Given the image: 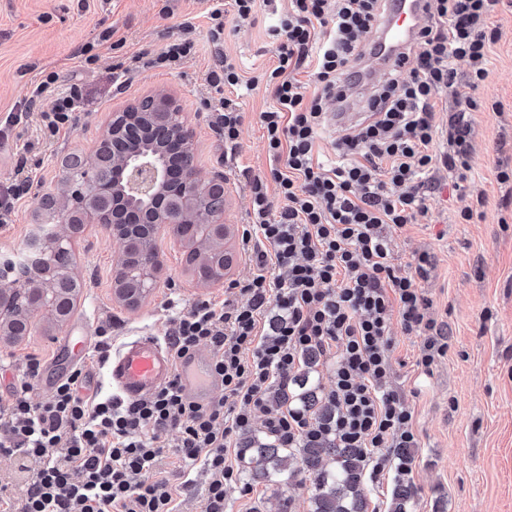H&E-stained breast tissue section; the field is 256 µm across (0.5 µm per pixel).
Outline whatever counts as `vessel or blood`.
<instances>
[{"label":"vessel or blood","instance_id":"b4317fda","mask_svg":"<svg viewBox=\"0 0 512 512\" xmlns=\"http://www.w3.org/2000/svg\"><path fill=\"white\" fill-rule=\"evenodd\" d=\"M428 17L427 0H387L370 63L363 68V84L388 77L399 63L400 52L415 39ZM109 378L113 389L128 400L148 396L174 379L186 397L204 403L221 386L208 351L201 349L176 360L153 336L128 341L115 351L109 363Z\"/></svg>","mask_w":512,"mask_h":512}]
</instances>
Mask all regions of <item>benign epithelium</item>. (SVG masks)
<instances>
[{
  "instance_id": "1",
  "label": "benign epithelium",
  "mask_w": 512,
  "mask_h": 512,
  "mask_svg": "<svg viewBox=\"0 0 512 512\" xmlns=\"http://www.w3.org/2000/svg\"><path fill=\"white\" fill-rule=\"evenodd\" d=\"M156 104L157 113L166 117L165 128L159 131L162 137L173 136L181 139V147L192 153L191 133L184 123L183 115L172 100L160 93L147 97ZM146 116L144 112H114L108 132L118 136L131 129L137 120ZM220 175L207 182L197 178L196 172L183 176L179 185L169 181L166 167L160 154L135 153L106 169L98 159L89 160L84 167L66 175L62 187L54 195L55 200L63 199L66 210L55 221H44L35 225L27 242V263L29 280L18 281L9 273H0V335L13 338L14 313L18 307L28 310V316L46 313L58 326L69 319L72 309H61L45 300L43 277L51 281H73L76 279L74 264L64 269L53 265L52 257L58 251L72 252V242L87 224H102L112 233V239L120 244L116 267L126 266L127 245L131 226L124 223V215L117 199H146L154 213L155 229L176 223L175 216L186 199L199 196L206 189L223 181ZM196 222L204 229L203 240L210 242L216 236H224V210L201 207L192 210ZM137 269L140 271V288L148 295L156 288L161 261L157 248L146 251Z\"/></svg>"
}]
</instances>
